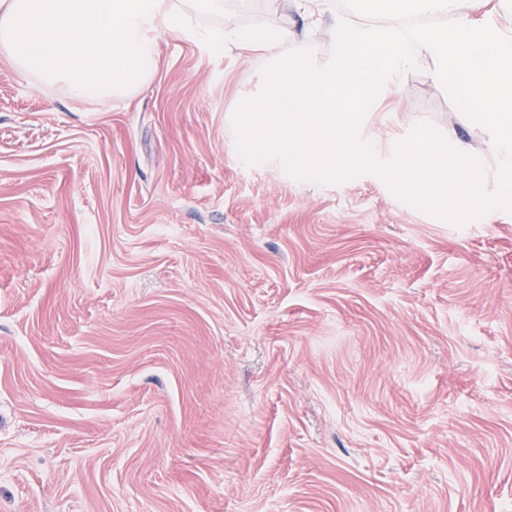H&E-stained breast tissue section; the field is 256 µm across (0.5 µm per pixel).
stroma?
I'll use <instances>...</instances> for the list:
<instances>
[{"instance_id":"stroma-1","label":"stroma","mask_w":512,"mask_h":512,"mask_svg":"<svg viewBox=\"0 0 512 512\" xmlns=\"http://www.w3.org/2000/svg\"><path fill=\"white\" fill-rule=\"evenodd\" d=\"M320 62L340 0H224ZM79 101L0 62V512H512V212L245 164L269 57L175 33ZM484 147L411 72L370 112Z\"/></svg>"}]
</instances>
